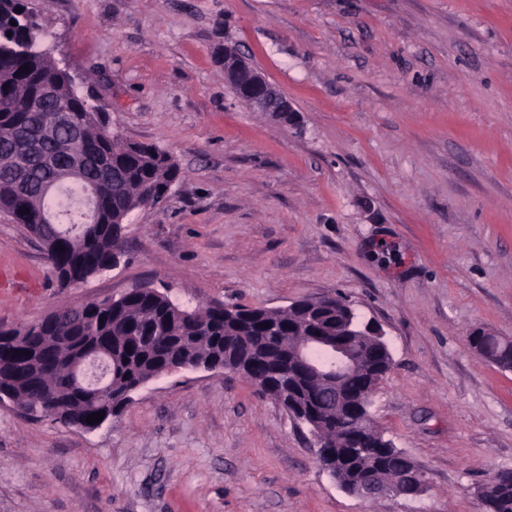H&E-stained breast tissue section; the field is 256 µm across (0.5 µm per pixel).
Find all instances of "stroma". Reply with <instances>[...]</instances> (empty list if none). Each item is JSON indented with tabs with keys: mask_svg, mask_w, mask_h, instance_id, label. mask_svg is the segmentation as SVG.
<instances>
[{
	"mask_svg": "<svg viewBox=\"0 0 512 512\" xmlns=\"http://www.w3.org/2000/svg\"><path fill=\"white\" fill-rule=\"evenodd\" d=\"M28 5L79 94L184 177L69 288L0 214V327L145 284L190 308L342 297L385 333L370 412L427 489L349 495L246 379L180 371L93 432L0 406V512H483L512 468V370L467 342L512 336V0ZM222 44L293 111L239 104Z\"/></svg>",
	"mask_w": 512,
	"mask_h": 512,
	"instance_id": "1",
	"label": "stroma"
}]
</instances>
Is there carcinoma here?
<instances>
[{
    "mask_svg": "<svg viewBox=\"0 0 512 512\" xmlns=\"http://www.w3.org/2000/svg\"><path fill=\"white\" fill-rule=\"evenodd\" d=\"M18 8L22 12H16ZM12 20L16 25L10 24ZM43 35L27 0H0V212L43 246L45 261L60 284L68 287L65 268L75 269L85 283L112 267L113 251L126 253L124 222L143 207L146 187L176 183L182 170L162 148L115 133L104 113L78 94L69 72L42 49ZM24 65L29 70H20ZM61 101L71 107L70 126L53 121ZM65 187L79 189L83 200L93 195L97 211L84 234L65 238L60 251L51 244L54 236L41 219L51 216L50 225L73 219V203L59 208ZM23 205L29 212L21 216ZM59 311L63 319L31 323L28 337L17 344L36 352L39 360L0 364V379L12 381L13 398L25 417L66 427L87 418L93 402L120 413L126 390L177 356L224 362L246 346L270 365L282 363L314 317L305 299L281 309L223 303L186 308L148 287L106 298L82 313L72 306ZM262 324H290L292 329L268 334L260 329ZM98 348L112 358V385L98 391L63 387L61 380L73 363ZM380 371L366 359L346 378L343 389L368 407ZM323 417L326 432L336 443L355 432L368 442V451L352 464L336 465L340 480L350 478L353 469L386 475L417 467L381 429L361 428L359 412L327 407Z\"/></svg>",
    "mask_w": 512,
    "mask_h": 512,
    "instance_id": "cac0c4a2",
    "label": "carcinoma"
}]
</instances>
